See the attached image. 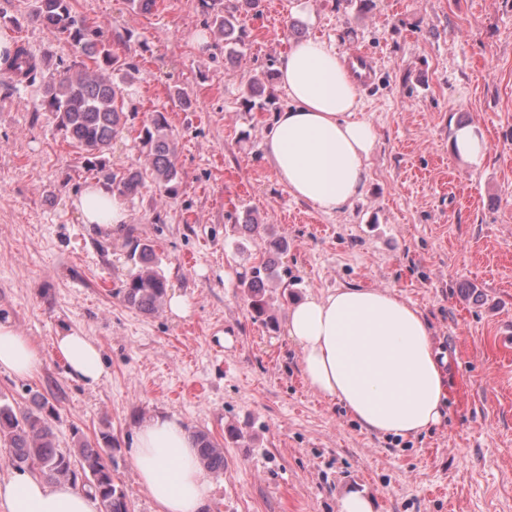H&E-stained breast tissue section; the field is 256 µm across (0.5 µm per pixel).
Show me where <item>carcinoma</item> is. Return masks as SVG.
<instances>
[{"label":"carcinoma","mask_w":512,"mask_h":512,"mask_svg":"<svg viewBox=\"0 0 512 512\" xmlns=\"http://www.w3.org/2000/svg\"><path fill=\"white\" fill-rule=\"evenodd\" d=\"M74 0H32L28 18L51 29L74 49L73 59L59 68L49 69V62L37 59L22 46L5 61L13 82L35 79L44 71L43 97L35 110L44 109L55 115L58 128L65 137L85 152V168L103 184L129 201L143 197V189L154 187V205L175 194L179 183L177 140L167 117L154 111L143 121L140 143L147 149V163H131L112 172L106 170L104 155L112 141L131 128L138 116L137 106L127 100V88L139 73L137 54L126 48L122 54L113 51L115 42L130 44L133 33L126 30L111 36L89 26L74 10ZM208 16L213 35L211 47L229 48L225 60L233 61L238 50L246 46L247 31L238 24L237 15L245 10L259 14V0H199ZM250 237L261 239L266 260L244 274L240 286L253 312L261 317L269 308L267 282L275 273V258L288 249L282 238L267 232V225L253 219L239 225ZM138 267L120 290L127 307L143 314L157 313L166 301L167 280L159 269L154 245L139 242L129 254ZM32 406L19 408L0 397V447L6 451L8 463L19 471L30 470L48 481L83 479L82 488L100 501V512H130L127 496L115 482L109 461L114 439L108 432L91 441L77 440L75 447L59 448L51 424L52 408L44 397L33 395ZM204 470L210 474L224 471V446L209 433L192 431Z\"/></svg>","instance_id":"obj_1"}]
</instances>
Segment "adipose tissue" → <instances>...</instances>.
<instances>
[{
	"instance_id": "adipose-tissue-1",
	"label": "adipose tissue",
	"mask_w": 512,
	"mask_h": 512,
	"mask_svg": "<svg viewBox=\"0 0 512 512\" xmlns=\"http://www.w3.org/2000/svg\"><path fill=\"white\" fill-rule=\"evenodd\" d=\"M279 78L290 103L264 136L277 179L298 200L342 211L361 194L377 142L359 85L344 56L314 40L290 44ZM74 204L94 227L118 231L128 222L125 199L106 185L85 187ZM284 329L300 349L309 389L341 404L367 432L410 438L441 423L446 360L423 311L395 290L349 284L307 293L292 300ZM56 348L69 377L100 384L103 360L94 340L70 329ZM42 366L37 344L0 321V370L27 378ZM129 454L157 512H206L213 486L179 418L157 413L143 420ZM0 512H100V504L71 483L14 470L0 474Z\"/></svg>"
}]
</instances>
